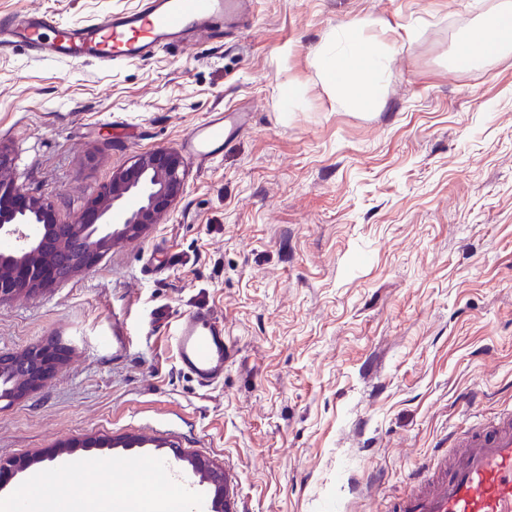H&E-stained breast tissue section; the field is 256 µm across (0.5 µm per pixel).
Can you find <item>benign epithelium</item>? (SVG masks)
Masks as SVG:
<instances>
[{"instance_id":"obj_1","label":"benign epithelium","mask_w":512,"mask_h":512,"mask_svg":"<svg viewBox=\"0 0 512 512\" xmlns=\"http://www.w3.org/2000/svg\"><path fill=\"white\" fill-rule=\"evenodd\" d=\"M184 182L180 153L154 150L114 172L72 220L61 221L53 204L18 183L11 151L0 144V239L10 243L9 253L0 255V301L41 293L91 270L114 245L161 223L183 193ZM61 362V349L52 340L1 358L0 368L12 374L13 383L0 393V402L11 403L36 389ZM188 463L210 493L206 512H224L223 469L200 457Z\"/></svg>"}]
</instances>
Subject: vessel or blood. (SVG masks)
I'll return each instance as SVG.
<instances>
[{
    "instance_id": "1",
    "label": "vessel or blood",
    "mask_w": 512,
    "mask_h": 512,
    "mask_svg": "<svg viewBox=\"0 0 512 512\" xmlns=\"http://www.w3.org/2000/svg\"><path fill=\"white\" fill-rule=\"evenodd\" d=\"M243 0H141L137 10L78 24L49 11L24 9L0 20V42L26 45L36 57L87 61L105 67L135 62L203 30L207 19L235 13ZM227 133L224 115L199 125L185 138L194 160L213 156ZM180 369L198 385L224 379L228 347L224 324L207 310L184 318L174 338ZM459 462L418 480L398 512H512V418L495 417L459 432Z\"/></svg>"
}]
</instances>
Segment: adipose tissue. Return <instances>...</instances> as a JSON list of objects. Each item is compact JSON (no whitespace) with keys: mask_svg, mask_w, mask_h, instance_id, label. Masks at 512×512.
<instances>
[{"mask_svg":"<svg viewBox=\"0 0 512 512\" xmlns=\"http://www.w3.org/2000/svg\"><path fill=\"white\" fill-rule=\"evenodd\" d=\"M369 24L361 19L340 27L339 46L334 55L326 58L324 83L329 91L346 95L347 102L362 108L374 107L388 68L380 55L362 41V31ZM512 51V0H503L485 25L475 28L458 45L454 55L459 67L470 66L482 56Z\"/></svg>","mask_w":512,"mask_h":512,"instance_id":"obj_1","label":"adipose tissue"}]
</instances>
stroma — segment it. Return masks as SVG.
<instances>
[{"mask_svg":"<svg viewBox=\"0 0 512 512\" xmlns=\"http://www.w3.org/2000/svg\"><path fill=\"white\" fill-rule=\"evenodd\" d=\"M499 0H248L145 61L109 68L0 45V144L34 195L73 218L139 154L181 148L215 112L246 114L162 223L96 268L0 301V354L55 338L64 358L0 408V461L31 465L40 512L137 457L231 479L234 512H386L449 433L512 412V55L458 69ZM140 0H0V19L66 23ZM372 17L386 50L374 109L325 90L320 59ZM224 324L221 384L183 374L182 318ZM133 447H126V440ZM183 457L175 459L172 450Z\"/></svg>","mask_w":512,"mask_h":512,"instance_id":"35a3bbf8","label":"stroma"}]
</instances>
